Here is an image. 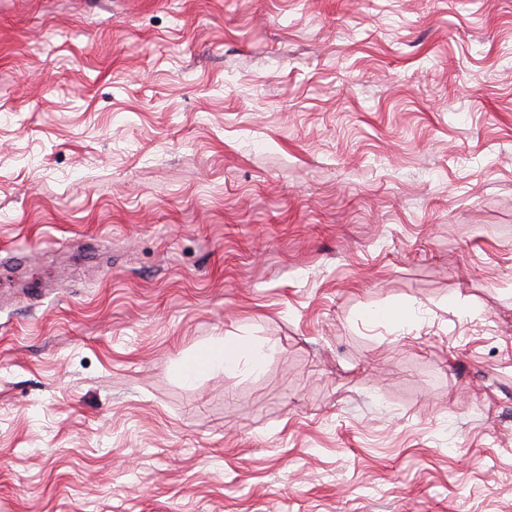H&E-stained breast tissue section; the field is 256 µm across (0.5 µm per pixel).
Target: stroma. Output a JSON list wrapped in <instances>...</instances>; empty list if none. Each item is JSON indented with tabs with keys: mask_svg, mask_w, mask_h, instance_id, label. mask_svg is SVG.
Returning <instances> with one entry per match:
<instances>
[{
	"mask_svg": "<svg viewBox=\"0 0 512 512\" xmlns=\"http://www.w3.org/2000/svg\"><path fill=\"white\" fill-rule=\"evenodd\" d=\"M7 269L0 512H512V0H0ZM266 354L262 348L249 342H241L233 346L218 345L211 349L205 360L200 364H190L183 367V377L186 381H193L199 375V370L236 371L242 366L251 371L259 370L265 360Z\"/></svg>",
	"mask_w": 512,
	"mask_h": 512,
	"instance_id": "1",
	"label": "stroma"
}]
</instances>
